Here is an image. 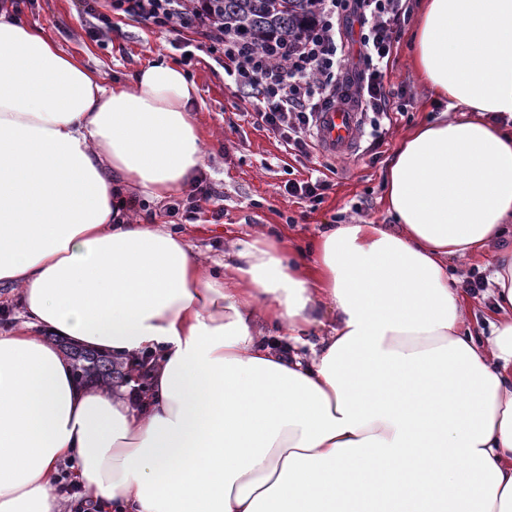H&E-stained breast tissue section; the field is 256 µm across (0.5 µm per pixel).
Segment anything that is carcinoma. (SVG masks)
Segmentation results:
<instances>
[{
    "instance_id": "obj_1",
    "label": "carcinoma",
    "mask_w": 512,
    "mask_h": 512,
    "mask_svg": "<svg viewBox=\"0 0 512 512\" xmlns=\"http://www.w3.org/2000/svg\"><path fill=\"white\" fill-rule=\"evenodd\" d=\"M320 0H217L218 16L224 20V31L252 40L261 46L277 35L294 41L303 35L318 12ZM71 360L78 381L112 383L115 373L112 360L90 350L62 345Z\"/></svg>"
}]
</instances>
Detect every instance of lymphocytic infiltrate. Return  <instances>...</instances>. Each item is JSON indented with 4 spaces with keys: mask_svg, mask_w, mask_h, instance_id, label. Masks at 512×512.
I'll use <instances>...</instances> for the list:
<instances>
[{
    "mask_svg": "<svg viewBox=\"0 0 512 512\" xmlns=\"http://www.w3.org/2000/svg\"><path fill=\"white\" fill-rule=\"evenodd\" d=\"M114 14L160 28L177 26L204 32L209 53L224 63V82L242 94L258 119L277 133L295 155L310 157L316 146L313 129L317 112L339 97L349 59L348 17L359 30L363 69L355 100L371 114V135L383 141L381 122L394 103L383 69L406 20L404 0H321L308 33L295 45L273 37L264 46L224 34L211 0H111Z\"/></svg>",
    "mask_w": 512,
    "mask_h": 512,
    "instance_id": "obj_1",
    "label": "lymphocytic infiltrate"
}]
</instances>
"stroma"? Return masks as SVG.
<instances>
[{
  "label": "stroma",
  "instance_id": "obj_1",
  "mask_svg": "<svg viewBox=\"0 0 512 512\" xmlns=\"http://www.w3.org/2000/svg\"><path fill=\"white\" fill-rule=\"evenodd\" d=\"M18 16L39 27L65 54L115 81L127 79L140 67L164 57L177 63L199 88L205 108L202 125L212 134L205 145L201 175L216 194L202 203L196 223L178 225L193 250L208 259L220 258L231 239L248 240L258 231H275L306 248L325 224H348L358 219L388 223L383 172L400 138L417 122L441 117L445 103L433 101L417 74L404 61L406 40H399L388 62L391 90L402 91L401 109L392 111L391 126L379 149L370 136L360 139L349 157L314 151L312 157L286 151L277 134L258 124L247 103L224 83V69L201 51L202 38L194 31L173 36L165 29L115 18L112 38L92 34L102 14H110L109 0H96L86 11L81 0H13ZM333 167L334 185L323 202L291 197L288 183L309 178L313 169ZM222 207L224 216L212 223L210 212Z\"/></svg>",
  "mask_w": 512,
  "mask_h": 512
}]
</instances>
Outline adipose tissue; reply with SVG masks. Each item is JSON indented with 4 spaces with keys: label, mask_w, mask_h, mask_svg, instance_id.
<instances>
[{
    "label": "adipose tissue",
    "mask_w": 512,
    "mask_h": 512,
    "mask_svg": "<svg viewBox=\"0 0 512 512\" xmlns=\"http://www.w3.org/2000/svg\"><path fill=\"white\" fill-rule=\"evenodd\" d=\"M408 59L463 117L423 121L384 178L390 223L309 256L259 236L208 270L126 216L204 164L194 81L125 83L0 12V512H59L60 465L112 512H512V248L491 336L451 268L512 233V0H419ZM156 357L147 406L78 386L45 333ZM11 291L13 296L9 295ZM18 293L15 288H0V331L8 330L23 321V304Z\"/></svg>",
    "instance_id": "1"
}]
</instances>
